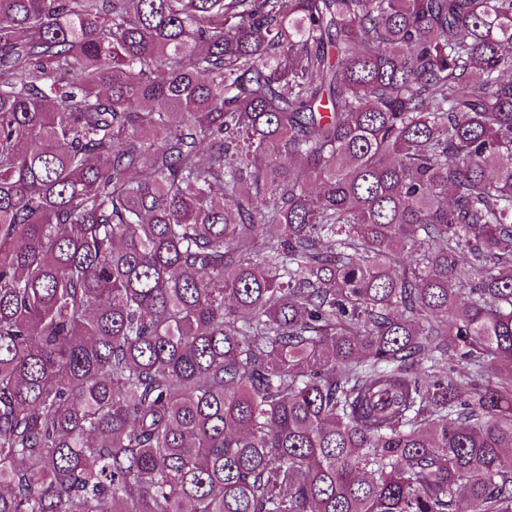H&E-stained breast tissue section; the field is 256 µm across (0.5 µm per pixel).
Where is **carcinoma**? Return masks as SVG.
I'll use <instances>...</instances> for the list:
<instances>
[{
  "label": "carcinoma",
  "instance_id": "1",
  "mask_svg": "<svg viewBox=\"0 0 512 512\" xmlns=\"http://www.w3.org/2000/svg\"><path fill=\"white\" fill-rule=\"evenodd\" d=\"M507 72L512 0H0V512H512Z\"/></svg>",
  "mask_w": 512,
  "mask_h": 512
}]
</instances>
